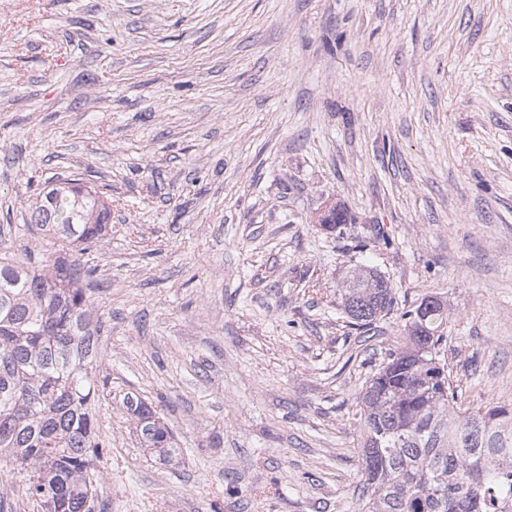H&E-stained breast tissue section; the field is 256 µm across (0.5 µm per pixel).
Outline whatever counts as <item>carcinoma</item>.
Masks as SVG:
<instances>
[{
  "instance_id": "1",
  "label": "carcinoma",
  "mask_w": 512,
  "mask_h": 512,
  "mask_svg": "<svg viewBox=\"0 0 512 512\" xmlns=\"http://www.w3.org/2000/svg\"><path fill=\"white\" fill-rule=\"evenodd\" d=\"M112 198L78 178L48 182L30 222L53 243L37 266L0 257V478L22 474L43 512H107L97 463L98 325L83 281L95 269L69 254L99 239ZM377 270L349 271L341 297L360 329L394 307ZM405 342L360 396L365 435L357 512H512V404L458 405L438 354L448 314L404 313ZM122 405L140 445L172 462L173 435L156 409L127 392Z\"/></svg>"
}]
</instances>
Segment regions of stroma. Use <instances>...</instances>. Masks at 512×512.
<instances>
[{"mask_svg":"<svg viewBox=\"0 0 512 512\" xmlns=\"http://www.w3.org/2000/svg\"><path fill=\"white\" fill-rule=\"evenodd\" d=\"M67 176L112 198L107 512H355L358 396L427 296L461 407L512 404V0H0V251L41 257ZM360 264L395 297L365 329ZM388 280L374 268L359 266L349 271L341 286V297L352 324L360 329L371 326L394 307L393 289L383 288ZM122 405L134 429L142 448L158 456L160 460L172 462L179 455L180 448H175L173 435L152 407L139 394L126 392Z\"/></svg>","mask_w":512,"mask_h":512,"instance_id":"35a3bbf8","label":"stroma"}]
</instances>
